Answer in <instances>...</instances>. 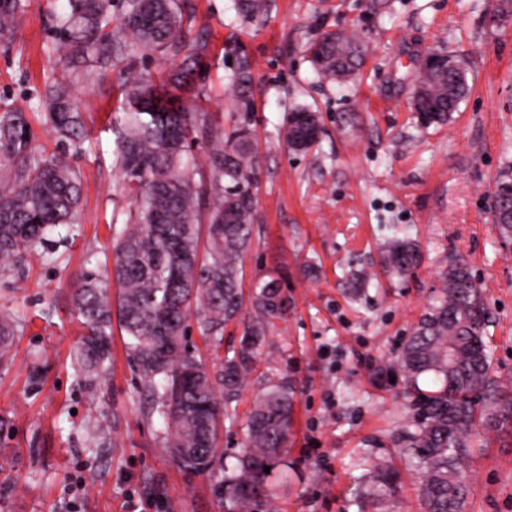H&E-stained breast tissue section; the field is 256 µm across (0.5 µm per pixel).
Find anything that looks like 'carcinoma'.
I'll use <instances>...</instances> for the list:
<instances>
[{"instance_id":"1","label":"carcinoma","mask_w":512,"mask_h":512,"mask_svg":"<svg viewBox=\"0 0 512 512\" xmlns=\"http://www.w3.org/2000/svg\"><path fill=\"white\" fill-rule=\"evenodd\" d=\"M182 0H122L120 24L113 21V0H68L58 17L60 48L92 58L101 69L145 51L178 60L165 77L139 73L126 87L124 121L116 129L117 158L124 189L135 210L112 244V274L119 286L112 299L108 285L93 271L71 283L72 301L83 334L73 356L94 391L108 374L112 359V317L128 338L140 388L150 412L166 424V449L197 471L214 467L221 417H230L216 397V386L232 400L255 370L260 350L275 320L287 310L281 283L266 280L255 287L250 306L242 292V260L252 240L254 191L259 161L249 93L253 67L244 53L229 78L232 105L240 121L230 132L213 130L203 112L175 104L172 91L197 71L207 42H186ZM266 0H231L246 22L261 20ZM25 0H0V38L14 27ZM321 77L340 80L362 65L353 38L328 32L307 47ZM427 112L421 125H442L451 118L467 89L463 61L450 56L448 68L426 72ZM70 81L51 83L43 105L46 118L64 141H76L82 114L71 107ZM307 108L288 113L285 140L298 152L315 140L305 129ZM204 140L208 168H197L192 144ZM213 189L207 224L200 221L201 183ZM82 175L67 151L46 154L33 146L25 113L0 102V268L15 265L22 253L47 242L48 232L72 222ZM512 189L504 178L494 193L500 243H512V205L500 206L499 193ZM419 246L402 229H392L386 245V271L404 278L416 265ZM439 293L394 361L379 374L402 375L411 398L413 421L396 439L407 465L422 478L425 512H463L465 469L473 455L471 436L490 391L493 356L486 337L483 295L469 267L453 260L441 274ZM203 340L220 349L224 327L241 328L239 346L227 351L221 368L209 372L184 344L189 322ZM178 338L163 347L161 333ZM15 320L0 314V364L9 358ZM294 388L284 376L258 395L250 412L247 448L236 463L224 467V499L234 512H252L267 487L264 467L288 453ZM400 474L392 462L372 463L369 480L359 486L355 503L384 512L396 492Z\"/></svg>"}]
</instances>
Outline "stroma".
I'll return each instance as SVG.
<instances>
[{
  "instance_id": "35a3bbf8",
  "label": "stroma",
  "mask_w": 512,
  "mask_h": 512,
  "mask_svg": "<svg viewBox=\"0 0 512 512\" xmlns=\"http://www.w3.org/2000/svg\"><path fill=\"white\" fill-rule=\"evenodd\" d=\"M66 0H26L11 45L0 43V94L24 110L35 144L56 150L39 99L56 78L76 75L73 98L85 140L70 152L82 174L73 224L52 252L0 272V311L18 322L14 357L0 366V512H226L223 473L187 468L164 450L165 424L147 414L127 338L112 329L109 378L88 393L72 357L81 328L70 300L80 271L107 273L112 239L132 208L115 164L114 127L127 78L170 62L139 55L94 68L64 56L55 19ZM230 0H186V31L208 52L179 96L213 127L235 114L228 77L234 52L254 64L251 120L260 184L244 290L275 277L288 295L261 363L219 453L234 464L247 417L269 375L295 385L285 464L271 469L255 512H358L354 496L372 459L399 467L392 512H424L419 479L393 441L410 409L402 383L378 378L396 358L440 287L449 256L476 276L489 324L498 403L512 401V251L491 212L498 182L512 176V12L501 0H267L263 21L244 23ZM355 34L366 49L355 79L321 80L307 45L328 31ZM445 51L464 62L469 93L448 124L422 127L410 108L419 58ZM318 112L321 133L307 152L286 144L292 108ZM406 229L421 260L405 279L387 277L381 251L391 227ZM366 273L354 300L347 277ZM466 472L464 512H512V411L478 427Z\"/></svg>"
}]
</instances>
